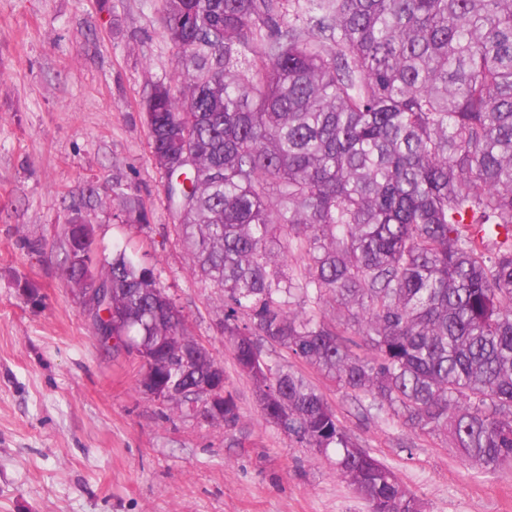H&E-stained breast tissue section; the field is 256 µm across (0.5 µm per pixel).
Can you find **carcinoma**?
I'll use <instances>...</instances> for the list:
<instances>
[{
    "instance_id": "obj_1",
    "label": "carcinoma",
    "mask_w": 512,
    "mask_h": 512,
    "mask_svg": "<svg viewBox=\"0 0 512 512\" xmlns=\"http://www.w3.org/2000/svg\"><path fill=\"white\" fill-rule=\"evenodd\" d=\"M159 2L179 70L144 99L152 159L189 184L163 190L266 420L369 512H423L262 339L472 468L511 465L512 0ZM95 276L113 349H156L165 384L224 376L210 354L184 372L194 337L127 247Z\"/></svg>"
}]
</instances>
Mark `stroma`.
<instances>
[{"instance_id":"stroma-1","label":"stroma","mask_w":512,"mask_h":512,"mask_svg":"<svg viewBox=\"0 0 512 512\" xmlns=\"http://www.w3.org/2000/svg\"><path fill=\"white\" fill-rule=\"evenodd\" d=\"M174 74L158 0H0V512H368L326 457L265 420L224 341L223 292L190 271L143 112ZM127 200L146 221L128 220ZM76 207L99 251L128 243L154 270L223 365L235 425L154 401L138 358L99 344L64 279ZM263 351L290 360L425 512H512V473L476 472L444 437Z\"/></svg>"}]
</instances>
